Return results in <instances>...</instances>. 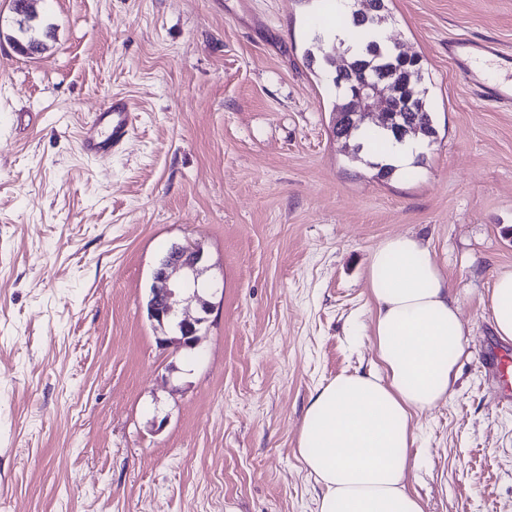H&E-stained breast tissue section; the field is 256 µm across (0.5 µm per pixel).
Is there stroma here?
<instances>
[{
  "label": "stroma",
  "instance_id": "35a3bbf8",
  "mask_svg": "<svg viewBox=\"0 0 512 512\" xmlns=\"http://www.w3.org/2000/svg\"><path fill=\"white\" fill-rule=\"evenodd\" d=\"M324 0H35L48 48L0 0V512H317L298 452L313 390L374 358L366 270L421 239L458 297L455 394L417 415L423 512H512V401L487 297L512 271V110L482 108L448 40L512 51V0H387L438 131L376 179L333 135L308 65ZM119 153L81 150L112 96ZM200 246L214 289L194 350L160 346L152 272ZM14 12L17 15L16 23L18 25V32L22 35V39L11 36L10 39L19 40L25 45H31L39 53L47 50L46 42L41 38L47 37L49 32L40 34V24L36 21V15H28L22 7V0H13Z\"/></svg>",
  "mask_w": 512,
  "mask_h": 512
}]
</instances>
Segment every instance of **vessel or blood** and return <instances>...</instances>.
<instances>
[{
  "mask_svg": "<svg viewBox=\"0 0 512 512\" xmlns=\"http://www.w3.org/2000/svg\"><path fill=\"white\" fill-rule=\"evenodd\" d=\"M485 57L508 62L512 60V53L504 51L492 40L461 36L448 41V58L455 66L456 75L475 87L478 100L498 108H511L512 83H485L474 69V61ZM134 120L135 107L132 101L123 96L113 97L98 118L85 127L83 150L90 155L119 151L131 132Z\"/></svg>",
  "mask_w": 512,
  "mask_h": 512,
  "instance_id": "1",
  "label": "vessel or blood"
}]
</instances>
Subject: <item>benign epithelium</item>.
Here are the masks:
<instances>
[{
	"mask_svg": "<svg viewBox=\"0 0 512 512\" xmlns=\"http://www.w3.org/2000/svg\"><path fill=\"white\" fill-rule=\"evenodd\" d=\"M355 95L351 98L345 122H365L376 104H388L400 92V85L390 76L376 80L357 78L354 80ZM207 271L203 250L197 246H174L172 251L155 268L152 303L147 310L149 318L160 328H171L172 335L159 337V342L175 349H194L199 345L202 325L212 310L207 299L208 288L203 280ZM181 298L199 307L200 315L194 318H180L173 304Z\"/></svg>",
	"mask_w": 512,
	"mask_h": 512,
	"instance_id": "benign-epithelium-1",
	"label": "benign epithelium"
}]
</instances>
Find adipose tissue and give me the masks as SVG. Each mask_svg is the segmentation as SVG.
<instances>
[{
	"label": "adipose tissue",
	"mask_w": 512,
	"mask_h": 512,
	"mask_svg": "<svg viewBox=\"0 0 512 512\" xmlns=\"http://www.w3.org/2000/svg\"><path fill=\"white\" fill-rule=\"evenodd\" d=\"M423 147L382 134L365 151L401 171ZM366 279L377 359L315 391L298 451L321 489L318 512H423L407 486L413 418L454 393L465 351L459 300L411 235L384 239ZM489 305L497 336L512 341V271L496 275Z\"/></svg>",
	"instance_id": "ef3b65f1"
}]
</instances>
